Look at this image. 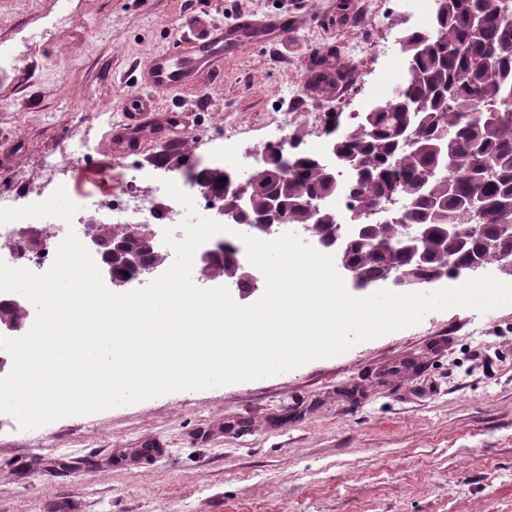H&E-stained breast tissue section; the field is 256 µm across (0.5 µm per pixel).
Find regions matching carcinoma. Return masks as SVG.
<instances>
[{
    "instance_id": "cac0c4a2",
    "label": "carcinoma",
    "mask_w": 512,
    "mask_h": 512,
    "mask_svg": "<svg viewBox=\"0 0 512 512\" xmlns=\"http://www.w3.org/2000/svg\"><path fill=\"white\" fill-rule=\"evenodd\" d=\"M448 11L436 24L441 37L410 30L400 44L411 70V79L381 102L373 121L362 129L355 125L337 137L341 155H352L360 167L354 173L350 208L360 210L382 198L391 178L404 175L403 196L418 200L404 215L405 223L421 224L418 242L424 253L421 264H402L400 233L392 224L378 238L353 244L345 256L357 265L365 280L377 282L398 270L424 281L448 269L456 279L468 273L479 258L478 241L469 250L450 254L443 249L441 229L450 224L481 223L487 235L499 234L498 213L512 209V120L500 122L493 112L512 114V0H449ZM484 16L480 40L470 39L475 12ZM448 138V150L437 153L433 145ZM411 146L401 149L403 140ZM252 205L246 223L262 217L266 200L279 196L288 223H307L303 202L336 194L339 182L325 177L318 158L307 152L269 150V160L252 176ZM473 194L484 198V219L470 213L465 201ZM339 214L325 209L319 234L324 246ZM243 265L240 248L224 243V259L217 276L238 288L250 282L237 276Z\"/></svg>"
}]
</instances>
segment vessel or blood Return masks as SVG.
Returning a JSON list of instances; mask_svg holds the SVG:
<instances>
[{"label":"vessel or blood","instance_id":"vessel-or-blood-1","mask_svg":"<svg viewBox=\"0 0 512 512\" xmlns=\"http://www.w3.org/2000/svg\"><path fill=\"white\" fill-rule=\"evenodd\" d=\"M252 34L269 43L288 39L291 31L284 19L242 16L225 26L197 22L187 38V49L153 55L141 65L142 82L146 87L166 91L192 86L202 73L211 72L222 62L225 53L236 51ZM154 112L151 98H138L133 109L124 112L113 132L114 140L125 143L128 150L144 151L147 142L143 134L150 128Z\"/></svg>","mask_w":512,"mask_h":512}]
</instances>
